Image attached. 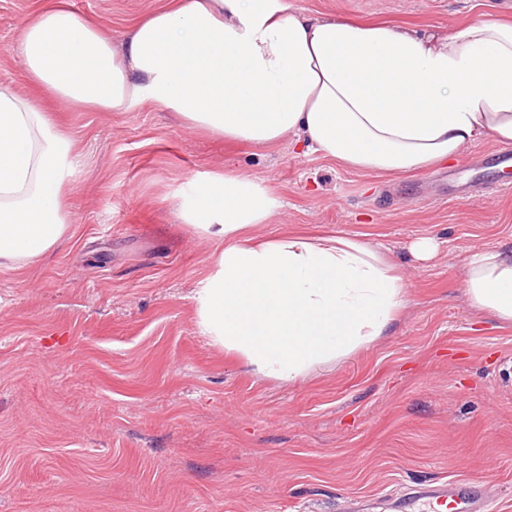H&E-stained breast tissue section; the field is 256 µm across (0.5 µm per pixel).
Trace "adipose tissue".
I'll list each match as a JSON object with an SVG mask.
<instances>
[{
    "label": "adipose tissue",
    "mask_w": 512,
    "mask_h": 512,
    "mask_svg": "<svg viewBox=\"0 0 512 512\" xmlns=\"http://www.w3.org/2000/svg\"><path fill=\"white\" fill-rule=\"evenodd\" d=\"M17 49L27 92L0 82V266L35 264L71 237L76 159L58 104H148L213 137L295 148L388 178L469 144H512V22L446 34L292 13L286 0H166L113 39L72 0H44ZM278 202L233 171L180 209L215 240L192 300L213 344L293 381L382 336L405 302L402 271L348 236L254 234ZM465 292L512 324V248L466 261Z\"/></svg>",
    "instance_id": "adipose-tissue-1"
}]
</instances>
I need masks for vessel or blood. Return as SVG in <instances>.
<instances>
[{"instance_id":"1","label":"vessel or blood","mask_w":512,"mask_h":512,"mask_svg":"<svg viewBox=\"0 0 512 512\" xmlns=\"http://www.w3.org/2000/svg\"><path fill=\"white\" fill-rule=\"evenodd\" d=\"M427 500L433 512H483L482 492L475 482L467 478L454 479L415 490L397 505L398 512H415L418 500Z\"/></svg>"}]
</instances>
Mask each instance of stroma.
Masks as SVG:
<instances>
[{
  "instance_id": "35a3bbf8",
  "label": "stroma",
  "mask_w": 512,
  "mask_h": 512,
  "mask_svg": "<svg viewBox=\"0 0 512 512\" xmlns=\"http://www.w3.org/2000/svg\"><path fill=\"white\" fill-rule=\"evenodd\" d=\"M38 0H0V81ZM123 38L163 0H72ZM291 11L452 31L496 0H288ZM76 235L0 267V512H391L470 477L512 512V325L469 301L470 254L512 244V175L479 141L387 184L319 155L208 136L175 113L67 112ZM234 171L279 206L257 234L329 230L406 276L384 336L294 382L212 345L192 304L218 245L179 217ZM429 241V259L413 247Z\"/></svg>"
}]
</instances>
